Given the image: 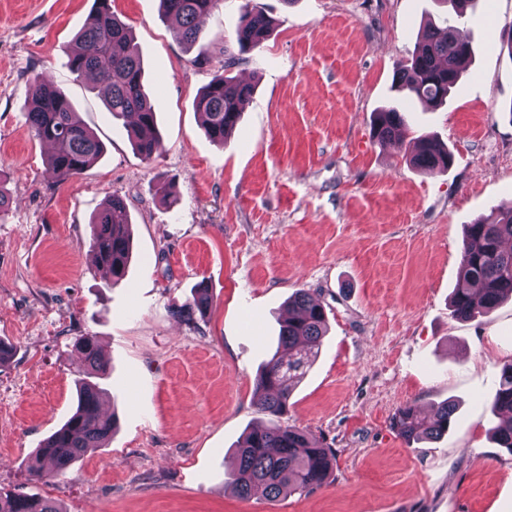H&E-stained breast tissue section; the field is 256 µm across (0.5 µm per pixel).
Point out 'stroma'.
Segmentation results:
<instances>
[{
  "mask_svg": "<svg viewBox=\"0 0 512 512\" xmlns=\"http://www.w3.org/2000/svg\"><path fill=\"white\" fill-rule=\"evenodd\" d=\"M94 0H0V488L63 512H512V454L492 430L497 375L512 361V301L475 321L452 317L464 227L512 206V0H480L459 24L475 48L445 106L393 88L397 64L436 0H261L275 28L239 54L246 0L204 21L197 64L159 0H112L131 27L156 103L161 144L136 154L100 87L68 69L66 49ZM253 83L241 120L212 142L194 102L215 64ZM43 75L104 145L83 174L58 181L27 123V86ZM404 111L406 134L454 156L427 175L404 147L371 138L375 112ZM127 204L133 251L112 282L95 262L92 216ZM207 283L212 305L174 311ZM319 297L328 333L299 375L288 424L322 441L336 466L321 488L270 502L229 482L235 450L267 424L254 383L277 348L296 291ZM96 337L108 370L105 447L34 480L35 453L74 412L89 368L75 347ZM456 407L448 433L412 443L393 426L406 404Z\"/></svg>",
  "mask_w": 512,
  "mask_h": 512,
  "instance_id": "35a3bbf8",
  "label": "stroma"
}]
</instances>
